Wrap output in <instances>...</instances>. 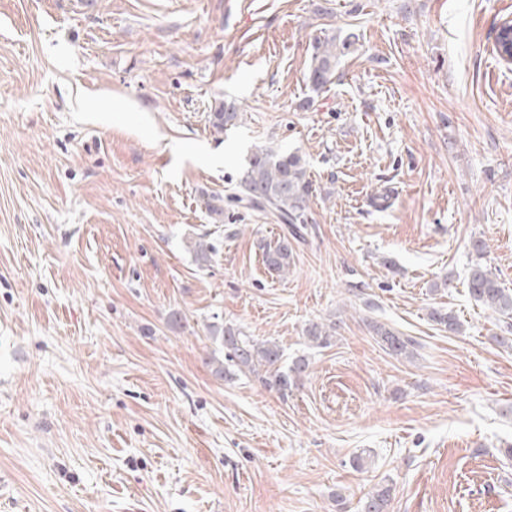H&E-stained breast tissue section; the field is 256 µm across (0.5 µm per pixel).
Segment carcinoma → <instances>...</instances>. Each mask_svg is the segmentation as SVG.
<instances>
[{
  "label": "carcinoma",
  "instance_id": "1",
  "mask_svg": "<svg viewBox=\"0 0 512 512\" xmlns=\"http://www.w3.org/2000/svg\"><path fill=\"white\" fill-rule=\"evenodd\" d=\"M351 45L349 39L338 43L334 36L315 40L307 73V82L313 90L320 91L333 83L341 57ZM241 117L242 113L238 112L236 106L226 102L210 113V124L214 129L222 131L237 125ZM313 193V183L307 177L301 155L296 152L271 154L259 149L250 156L236 185L223 196H207L206 206L211 213L221 216L224 214V203H244L287 225L289 235L274 243L261 245L264 265L268 271L280 275L288 273L293 264V247L289 239H304ZM471 247L476 254V261L469 268V293L484 308L507 321V327L512 329V291L502 287L492 271L482 264L485 243L475 240L471 242ZM188 248L201 266L207 265L214 253L213 245L203 237L189 242ZM430 317L436 324L448 329L450 334L461 331V324L450 312L434 309ZM373 329L396 355L410 354L409 347L415 345L413 339L382 324L373 325ZM209 332L224 348V360L215 357L210 359L212 372L218 379L231 380L240 373L253 375L264 387L276 389L285 396L288 394L290 377L299 376L308 368V359L303 356L295 358L287 368H282L283 353L276 343L259 342L231 324L214 322L209 325ZM304 332L307 341L313 346L324 348L331 345L333 334L329 326L312 322L305 327ZM390 493V487H380L365 498L361 512H386Z\"/></svg>",
  "mask_w": 512,
  "mask_h": 512
}]
</instances>
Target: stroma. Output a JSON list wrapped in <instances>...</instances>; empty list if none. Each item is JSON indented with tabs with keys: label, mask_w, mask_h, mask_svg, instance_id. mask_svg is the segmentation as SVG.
Here are the masks:
<instances>
[{
	"label": "stroma",
	"mask_w": 512,
	"mask_h": 512,
	"mask_svg": "<svg viewBox=\"0 0 512 512\" xmlns=\"http://www.w3.org/2000/svg\"><path fill=\"white\" fill-rule=\"evenodd\" d=\"M509 17L512 0H0V512H357L379 483L388 512H512V342L466 288L481 239L512 289ZM324 34L353 44L316 93ZM227 99L242 120L220 132ZM259 147L302 155L315 188L284 277L258 243L285 225L204 204ZM216 318L308 372L285 396L216 379ZM311 321L330 346L309 347ZM373 329L395 355H409L410 351L408 347L415 345V341L413 339L407 336H403L399 332H395L389 328H386L382 324H375Z\"/></svg>",
	"instance_id": "stroma-1"
}]
</instances>
